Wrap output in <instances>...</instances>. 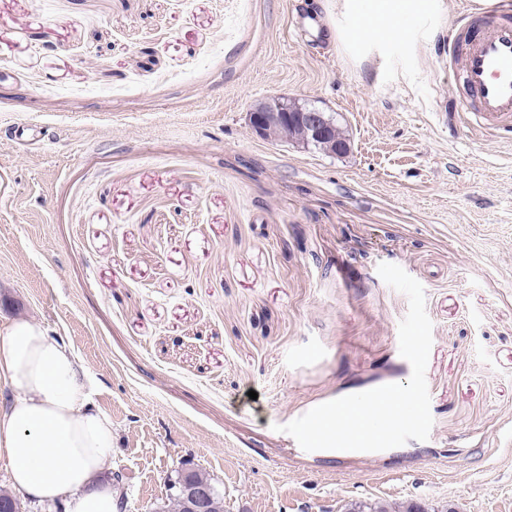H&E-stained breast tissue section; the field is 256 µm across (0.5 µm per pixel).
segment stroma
<instances>
[{"instance_id": "stroma-1", "label": "stroma", "mask_w": 512, "mask_h": 512, "mask_svg": "<svg viewBox=\"0 0 512 512\" xmlns=\"http://www.w3.org/2000/svg\"><path fill=\"white\" fill-rule=\"evenodd\" d=\"M469 3L360 62L334 0H0V319L78 357L122 512L185 463L224 512H512V134L450 119L440 54ZM276 95L349 151L258 138ZM382 263L424 288L430 437L303 450L279 425L411 376Z\"/></svg>"}]
</instances>
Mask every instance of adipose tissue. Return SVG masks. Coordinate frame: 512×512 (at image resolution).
<instances>
[{"instance_id":"1","label":"adipose tissue","mask_w":512,"mask_h":512,"mask_svg":"<svg viewBox=\"0 0 512 512\" xmlns=\"http://www.w3.org/2000/svg\"><path fill=\"white\" fill-rule=\"evenodd\" d=\"M441 0H336L335 35L346 24L361 33L350 51L363 54L398 43L399 22ZM83 368L58 337L26 320L0 325V459L15 491L38 501L65 499L67 512H118L102 477L112 455L110 419L88 400Z\"/></svg>"}]
</instances>
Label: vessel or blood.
I'll return each instance as SVG.
<instances>
[{"mask_svg":"<svg viewBox=\"0 0 512 512\" xmlns=\"http://www.w3.org/2000/svg\"><path fill=\"white\" fill-rule=\"evenodd\" d=\"M444 51L449 64H460L465 88L453 103L455 117L491 134L512 127V16H468Z\"/></svg>","mask_w":512,"mask_h":512,"instance_id":"b4317fda","label":"vessel or blood"}]
</instances>
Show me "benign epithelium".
<instances>
[{
	"mask_svg": "<svg viewBox=\"0 0 512 512\" xmlns=\"http://www.w3.org/2000/svg\"><path fill=\"white\" fill-rule=\"evenodd\" d=\"M252 131L271 142H290L300 132L299 143L306 146L331 139L333 123L325 110L294 99L274 97L254 105L248 113ZM199 470L184 464L168 478L166 501L180 504L179 512H215L216 501L223 497L219 487L198 477Z\"/></svg>",
	"mask_w": 512,
	"mask_h": 512,
	"instance_id": "benign-epithelium-1",
	"label": "benign epithelium"
}]
</instances>
